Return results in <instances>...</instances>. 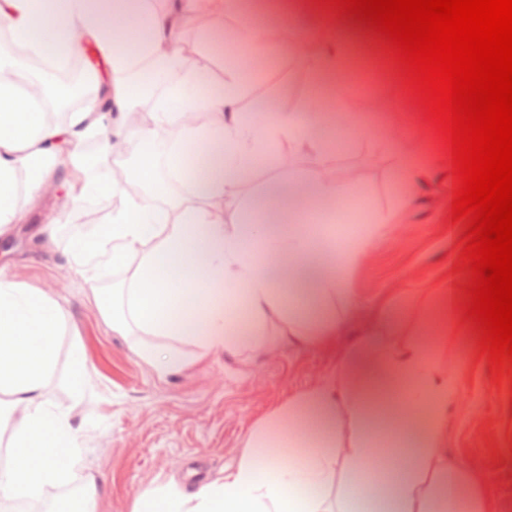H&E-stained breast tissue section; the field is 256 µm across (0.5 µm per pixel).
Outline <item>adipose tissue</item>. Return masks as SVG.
Returning a JSON list of instances; mask_svg holds the SVG:
<instances>
[{
  "instance_id": "obj_1",
  "label": "adipose tissue",
  "mask_w": 512,
  "mask_h": 512,
  "mask_svg": "<svg viewBox=\"0 0 512 512\" xmlns=\"http://www.w3.org/2000/svg\"><path fill=\"white\" fill-rule=\"evenodd\" d=\"M239 4L224 0L214 10L209 0H167L158 13L146 0H0V22L34 54H78L83 41L72 34L79 31L112 65L101 99H89L59 124L40 111L11 53L0 51V234L21 220L19 197L34 199L52 186L58 166L67 167L72 210L93 199L115 201L111 223L92 232L69 229L81 272L103 265L130 272L99 300L113 331L189 338L202 355L234 359L281 345L304 350L334 343L368 305L354 286L362 260L452 160L450 152L435 155L372 132L370 111H390L391 102L342 88L343 61L356 40L371 36L352 18L325 14L313 43H296V50H315V89L291 112L242 111L239 68L226 70L216 86L198 63L170 54L186 16L206 14L211 30ZM143 58L158 64L169 88L155 101L152 125L132 129L125 117L138 109L141 87L130 73ZM102 100L114 114L108 127L98 117ZM320 104L350 132L369 134L375 153L392 158L399 193L390 205L340 245L328 224L313 231L268 223L267 211L289 188L272 177L246 219L226 220L225 202L241 197L247 178L281 141L305 153L321 150ZM189 111L211 121L183 125L168 147L169 172L181 173L184 158L194 157L198 189L161 206L131 197L112 174L126 164L113 156L112 139L137 143L138 172L151 181L150 145L166 123ZM88 140L96 141V154L64 149ZM324 253L332 262H321ZM242 309L249 319L244 330L236 324ZM438 314L436 335L414 336L374 308L322 380L248 428L236 463L222 476L185 495L146 490L131 512H457L463 500L476 512H499L496 483L446 448L468 358L469 324L456 289L443 292ZM66 330L58 300L0 272V435L8 437L1 501L40 500L66 484L79 461L68 410L44 400Z\"/></svg>"
}]
</instances>
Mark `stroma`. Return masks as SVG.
Wrapping results in <instances>:
<instances>
[{"label": "stroma", "instance_id": "obj_1", "mask_svg": "<svg viewBox=\"0 0 512 512\" xmlns=\"http://www.w3.org/2000/svg\"><path fill=\"white\" fill-rule=\"evenodd\" d=\"M263 3L244 0L241 14L225 17L214 32L198 28L195 18H186L181 38L214 79L242 61L262 71L260 87L248 90L241 101L243 110L264 104L289 111L311 91L315 57L288 51L287 41L297 37L292 29L285 30L283 43L270 47L264 57L250 59L239 50L234 41L239 25L274 20V13L263 11ZM354 52L355 60L345 65L348 93L383 91L376 72L387 62L388 53L378 43L364 41L356 44ZM23 62L27 78L47 87L57 119L76 110V98L62 95L63 85L53 70L41 67L32 54ZM326 146L324 152L307 154L281 144L267 156L264 168L250 177L246 197L225 205L226 216L237 217L248 209L252 194L268 177L288 179L330 165L355 170L354 195L342 202L309 197L299 209H282L280 223L297 219L317 224L327 211L351 212L358 224L370 223L394 196L391 159L375 154L367 137L333 123L328 126ZM451 207V195L425 192L403 223L368 254L356 276L355 285L363 292L391 295L392 317L415 323L424 336L434 335L437 324L429 317V302L419 297V289L437 294L450 276L462 291L461 302L469 300L463 289L470 276L460 259L466 223L452 220ZM64 213L54 198L42 196L27 206L23 221L0 236V268L64 303L68 333L62 338L45 398L70 409L82 448L70 483L48 490L26 512H46L51 503L68 500L88 474L100 482L95 512H130L141 492L159 486L191 492L223 475L259 416L320 379L332 352L284 347L238 360L220 354L202 359L191 341L153 336L150 344L193 360L186 369L159 374L134 353L135 337L112 332L94 300V291H110L124 279V270L102 267L94 282H86L76 271ZM75 338L87 357L86 385L77 396L67 381L68 352ZM458 400L467 416L449 422L448 451L487 468L503 488L500 512H512V363L498 368L488 354L474 353L459 382Z\"/></svg>", "mask_w": 512, "mask_h": 512}]
</instances>
